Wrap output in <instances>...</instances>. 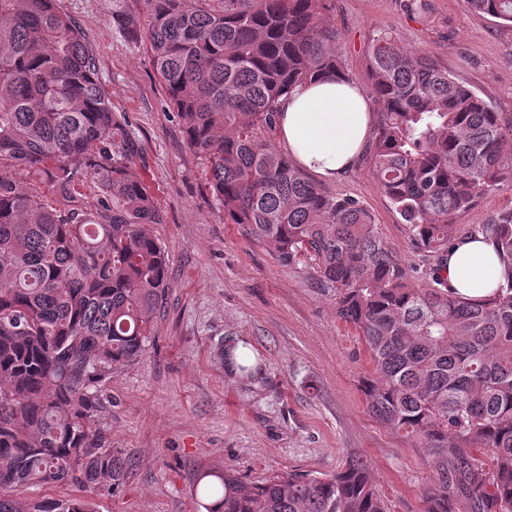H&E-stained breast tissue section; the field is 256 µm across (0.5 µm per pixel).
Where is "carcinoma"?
I'll return each mask as SVG.
<instances>
[{
    "mask_svg": "<svg viewBox=\"0 0 512 512\" xmlns=\"http://www.w3.org/2000/svg\"><path fill=\"white\" fill-rule=\"evenodd\" d=\"M320 2L215 11L154 0L153 67L224 219L336 292L337 315L373 360L362 382L371 411L428 453L426 512L457 501L512 512V209L454 223L512 179V115L431 54L373 39L372 173L434 260L405 265L363 204L322 189L265 137L284 91L348 77ZM467 3L512 24V0ZM140 151L57 0H0V512H96L90 494L127 476L94 421L112 369L142 356L168 287L169 259L148 231L164 214L132 172ZM460 234L495 245L503 284L487 298L456 295L437 274ZM261 369L257 358L236 365L242 379ZM40 483L88 495H12ZM195 496L204 512H386L360 459L261 483L226 463L200 474Z\"/></svg>",
    "mask_w": 512,
    "mask_h": 512,
    "instance_id": "1",
    "label": "carcinoma"
}]
</instances>
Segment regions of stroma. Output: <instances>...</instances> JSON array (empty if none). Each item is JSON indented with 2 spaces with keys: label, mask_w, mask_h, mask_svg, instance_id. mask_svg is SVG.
<instances>
[{
  "label": "stroma",
  "mask_w": 512,
  "mask_h": 512,
  "mask_svg": "<svg viewBox=\"0 0 512 512\" xmlns=\"http://www.w3.org/2000/svg\"><path fill=\"white\" fill-rule=\"evenodd\" d=\"M82 33L112 109L139 139L133 165L164 221L150 225L169 265L154 336L137 361L114 369L95 424L132 462L97 512H196L201 472L233 465L260 482L331 475L363 459L387 512H425L433 469L419 441L369 411L362 380L373 365L334 292L304 265L224 221L146 49L151 0H58ZM349 77L369 88L367 51L389 33L427 51L497 111L512 114V25L472 13L467 0H323ZM371 147L326 191L360 201L392 251L423 255L371 171ZM248 342L262 361L252 380L228 375L224 347Z\"/></svg>",
  "instance_id": "stroma-1"
}]
</instances>
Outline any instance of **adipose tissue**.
<instances>
[{"mask_svg": "<svg viewBox=\"0 0 512 512\" xmlns=\"http://www.w3.org/2000/svg\"><path fill=\"white\" fill-rule=\"evenodd\" d=\"M280 141L305 172L333 181L358 162L374 123L362 87L350 79L294 86L277 104ZM442 273L457 295L482 298L496 291L501 266L483 237L456 240Z\"/></svg>", "mask_w": 512, "mask_h": 512, "instance_id": "1", "label": "adipose tissue"}]
</instances>
